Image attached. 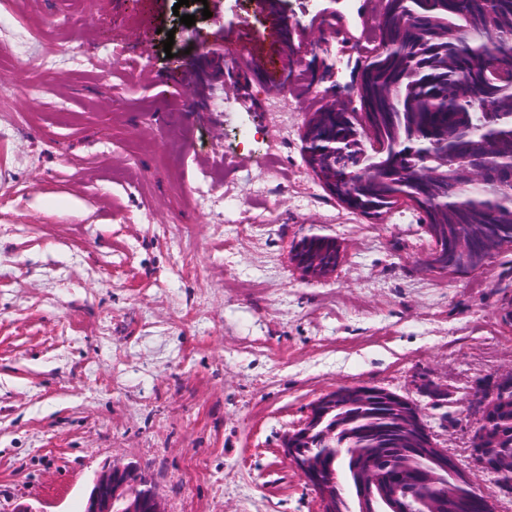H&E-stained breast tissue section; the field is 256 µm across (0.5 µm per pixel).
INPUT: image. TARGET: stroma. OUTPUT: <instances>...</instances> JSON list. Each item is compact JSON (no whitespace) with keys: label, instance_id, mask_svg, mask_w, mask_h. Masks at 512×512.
<instances>
[{"label":"stroma","instance_id":"1","mask_svg":"<svg viewBox=\"0 0 512 512\" xmlns=\"http://www.w3.org/2000/svg\"><path fill=\"white\" fill-rule=\"evenodd\" d=\"M175 2L0 0V512H81L115 461L169 512H319L281 440L355 385L418 403L512 512L464 407L512 370V251L471 274L422 267L418 211L330 195L305 161L307 108L225 51L239 27L266 37L253 0L217 21ZM276 9L296 24L284 73L375 18L369 0ZM311 233L341 246L322 279L292 260Z\"/></svg>","mask_w":512,"mask_h":512}]
</instances>
